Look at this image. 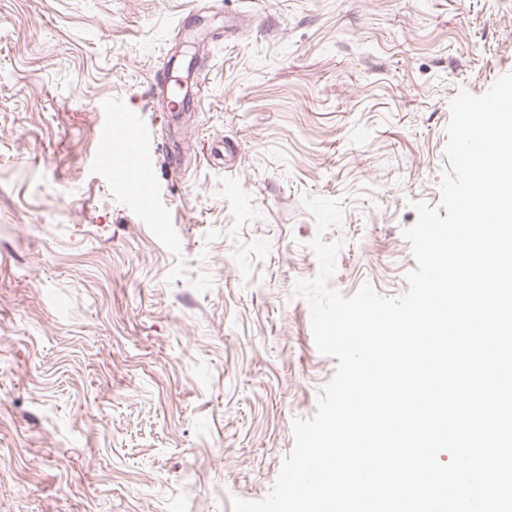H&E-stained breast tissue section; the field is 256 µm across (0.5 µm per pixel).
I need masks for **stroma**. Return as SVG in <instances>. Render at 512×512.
<instances>
[{
	"mask_svg": "<svg viewBox=\"0 0 512 512\" xmlns=\"http://www.w3.org/2000/svg\"><path fill=\"white\" fill-rule=\"evenodd\" d=\"M508 73L512 0H0V512L264 497L336 368L303 197L342 203L333 286L404 293L449 103ZM121 180L131 182L133 186L143 194L152 192V181L147 178L145 172L137 163H129L125 169L119 172Z\"/></svg>",
	"mask_w": 512,
	"mask_h": 512,
	"instance_id": "stroma-1",
	"label": "stroma"
}]
</instances>
